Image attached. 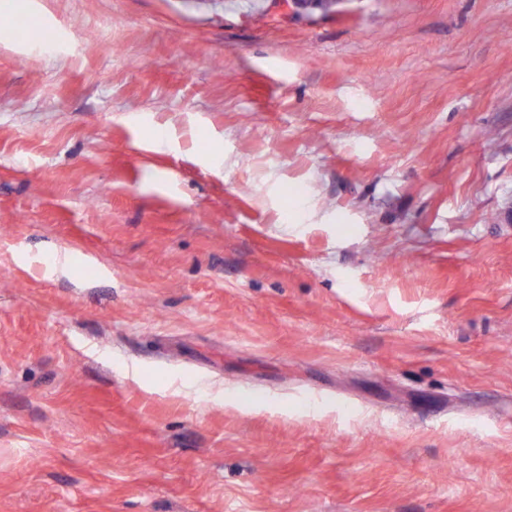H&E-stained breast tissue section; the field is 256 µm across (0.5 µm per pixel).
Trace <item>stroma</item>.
Here are the masks:
<instances>
[{
	"label": "stroma",
	"mask_w": 512,
	"mask_h": 512,
	"mask_svg": "<svg viewBox=\"0 0 512 512\" xmlns=\"http://www.w3.org/2000/svg\"><path fill=\"white\" fill-rule=\"evenodd\" d=\"M0 512H512V0H0Z\"/></svg>",
	"instance_id": "obj_1"
}]
</instances>
